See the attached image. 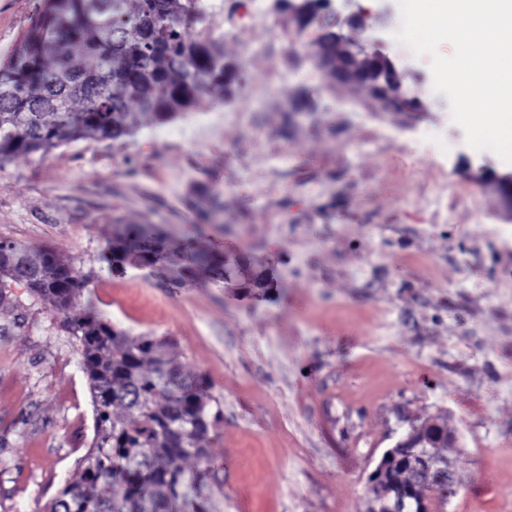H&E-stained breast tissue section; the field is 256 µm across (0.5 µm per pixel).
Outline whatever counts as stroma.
Instances as JSON below:
<instances>
[{
	"label": "stroma",
	"instance_id": "obj_1",
	"mask_svg": "<svg viewBox=\"0 0 512 512\" xmlns=\"http://www.w3.org/2000/svg\"><path fill=\"white\" fill-rule=\"evenodd\" d=\"M40 0H0V58ZM224 52L246 68L229 99L179 126L87 137L0 164V241L53 248L88 279L79 300L168 342L213 410L217 512H361L368 476L411 423L454 442L444 512H512V221L481 177L431 59L404 60L398 0L365 8L424 109L387 112L293 42L288 9L222 0ZM455 144L453 155L443 143ZM153 225L227 261L229 277L166 265L115 272L117 225ZM77 341L21 287L0 306V512H44L93 437Z\"/></svg>",
	"mask_w": 512,
	"mask_h": 512
}]
</instances>
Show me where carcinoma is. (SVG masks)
Instances as JSON below:
<instances>
[{
  "label": "carcinoma",
  "instance_id": "cac0c4a2",
  "mask_svg": "<svg viewBox=\"0 0 512 512\" xmlns=\"http://www.w3.org/2000/svg\"><path fill=\"white\" fill-rule=\"evenodd\" d=\"M237 65L205 0H42L0 59V163L184 116L207 96L233 95ZM129 249L146 260L164 242L139 230ZM177 257L184 272L226 274L224 259L191 246ZM1 282L60 316L92 397L90 449L45 512H213L205 475L183 466L209 458L202 381L177 373L163 342L78 309L85 281L52 249L0 241ZM404 456L395 448L388 460L399 487L410 482Z\"/></svg>",
  "mask_w": 512,
  "mask_h": 512
}]
</instances>
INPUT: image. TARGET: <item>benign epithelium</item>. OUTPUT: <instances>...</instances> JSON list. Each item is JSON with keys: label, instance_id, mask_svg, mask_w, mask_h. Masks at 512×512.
Returning a JSON list of instances; mask_svg holds the SVG:
<instances>
[{"label": "benign epithelium", "instance_id": "1", "mask_svg": "<svg viewBox=\"0 0 512 512\" xmlns=\"http://www.w3.org/2000/svg\"><path fill=\"white\" fill-rule=\"evenodd\" d=\"M327 18L334 28L335 38L331 44L336 46V68H331L329 63L330 50L319 44L314 46L311 58L315 64L324 69L332 70L336 81L342 84L360 87L357 64L366 61L374 65H384L389 68L391 84H382L376 88L375 99L380 105L391 102L397 103V112H415L417 105L404 88L402 76L395 68L394 63L382 51L381 42L377 39L361 40L359 33L367 27V14L362 10H356L342 18L335 12H328ZM445 434L441 433L437 424L433 422L413 423L407 436L400 440L396 447L407 449L405 463L414 478H421L422 469L430 468L431 462L427 456V448L434 445L443 447L441 440ZM388 464L380 461L370 473L371 479L367 491L366 512H406L404 496L394 492L386 476ZM454 463L446 462V465H437L435 470L434 485L431 486L429 497L438 496L447 498L453 494L452 471Z\"/></svg>", "mask_w": 512, "mask_h": 512}]
</instances>
